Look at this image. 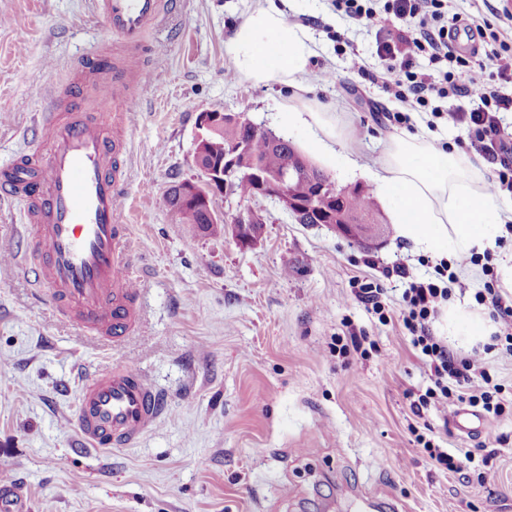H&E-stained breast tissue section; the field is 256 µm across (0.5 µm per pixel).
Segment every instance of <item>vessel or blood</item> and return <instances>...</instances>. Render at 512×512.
I'll return each mask as SVG.
<instances>
[{
	"label": "vessel or blood",
	"instance_id": "obj_1",
	"mask_svg": "<svg viewBox=\"0 0 512 512\" xmlns=\"http://www.w3.org/2000/svg\"><path fill=\"white\" fill-rule=\"evenodd\" d=\"M94 11L123 56L110 73L97 58L80 60L76 75L97 78L92 99L78 83L62 90L67 112L47 128V161L19 157L1 169L0 192L23 200V221L43 260L35 268L58 312L88 336L115 340L140 322L141 280L121 222L129 114L150 76L146 60L152 31L165 27L178 0H93ZM112 116L123 127L113 135ZM167 398L136 368L105 369L77 394L76 427L83 447L129 448L163 418ZM20 489L0 481V512H27Z\"/></svg>",
	"mask_w": 512,
	"mask_h": 512
}]
</instances>
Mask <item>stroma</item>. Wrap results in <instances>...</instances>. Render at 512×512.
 Wrapping results in <instances>:
<instances>
[{"instance_id":"obj_1","label":"stroma","mask_w":512,"mask_h":512,"mask_svg":"<svg viewBox=\"0 0 512 512\" xmlns=\"http://www.w3.org/2000/svg\"><path fill=\"white\" fill-rule=\"evenodd\" d=\"M257 0H182L151 37L153 78L131 115L127 206L144 292L142 323L119 342L85 336L32 275L0 264V479H19L30 512H512V355L487 354L507 409L499 440L443 428L447 408L414 414L428 382L399 316L380 322L353 294L355 279L384 265H417L423 250L396 233L365 247L324 225L299 224L271 200L260 240L206 235L181 223L165 195L192 179L199 115L246 111L283 132L281 104L298 95L234 74L226 43ZM288 16L318 44L304 99L337 112L344 131L326 174L367 186V171L396 138L386 113L401 105L360 81L354 56L375 61L376 34L336 51L342 24L327 0H288ZM117 49L92 0H0V163L45 156L44 121L75 61ZM23 205L0 199V253L28 241ZM378 257L372 267L365 256ZM364 330L377 350L339 353L338 338ZM139 368L168 401L164 419L133 447L83 449L75 427L81 376ZM431 432L460 471L436 464L418 437Z\"/></svg>"}]
</instances>
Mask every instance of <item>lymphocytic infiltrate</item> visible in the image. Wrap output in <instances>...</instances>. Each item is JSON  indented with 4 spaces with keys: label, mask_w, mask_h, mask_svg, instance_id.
<instances>
[{
    "label": "lymphocytic infiltrate",
    "mask_w": 512,
    "mask_h": 512,
    "mask_svg": "<svg viewBox=\"0 0 512 512\" xmlns=\"http://www.w3.org/2000/svg\"><path fill=\"white\" fill-rule=\"evenodd\" d=\"M332 7L345 23L346 32L336 33L337 44H348L350 30H371L382 21L395 19L386 35L377 41L378 66L356 58V74L370 83L381 84L396 100L409 107L431 112L434 117H448L467 126L463 148L472 154L497 162L489 181L492 194H512V146L501 138V115L512 112V94L505 84L512 83V37L502 28V20L512 21V8L502 7L493 17L479 16L473 26L488 49L484 58L455 52L448 42V0H331ZM428 70H421V62ZM469 98V112L442 111L439 102L448 96ZM435 277L415 272L404 261L385 268V277H398L404 284L401 296L402 321L411 342L420 353L430 381L424 394L411 404L421 413L434 404L452 397L469 396L471 404L482 405L486 413L500 417L505 409L495 402L491 391L469 395L477 381H488L483 361L458 358L444 341L434 335L432 323L441 306L452 294L470 291L447 262L435 267Z\"/></svg>",
    "instance_id": "obj_1"
}]
</instances>
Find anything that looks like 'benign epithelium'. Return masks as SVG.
I'll use <instances>...</instances> for the list:
<instances>
[{"mask_svg": "<svg viewBox=\"0 0 512 512\" xmlns=\"http://www.w3.org/2000/svg\"><path fill=\"white\" fill-rule=\"evenodd\" d=\"M226 125L244 126L251 133L272 137V133L257 126L244 118L240 113L203 112L200 114V123L194 152V159L200 178L181 181L175 190L167 193L173 197L174 205L185 202L202 204L207 211V220L211 224H221L225 219L214 208V198L218 194L224 199L236 195V185L242 178L253 180L258 185V195L273 198L279 201L288 211L295 213H313L318 211L317 223L326 224L335 229L346 238L361 237L359 224L345 219L343 213L337 211V206L328 210L323 203L336 200L339 197L338 186L319 177H313L312 168L307 159L300 162L285 163L277 172H266L256 163L248 160L247 143L237 140L224 145V155L219 160L206 158L201 147L208 145L209 138L219 133ZM313 178V195L306 201H297L289 194L290 184L300 176ZM266 217L261 210L246 203L239 206L236 214L231 217L230 226L232 238L241 246L253 245L258 235L246 229L251 224H264Z\"/></svg>", "mask_w": 512, "mask_h": 512, "instance_id": "benign-epithelium-1", "label": "benign epithelium"}]
</instances>
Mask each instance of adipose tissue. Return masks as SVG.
Here are the masks:
<instances>
[{
  "label": "adipose tissue",
  "mask_w": 512,
  "mask_h": 512,
  "mask_svg": "<svg viewBox=\"0 0 512 512\" xmlns=\"http://www.w3.org/2000/svg\"><path fill=\"white\" fill-rule=\"evenodd\" d=\"M226 52L244 80L298 89L316 45L277 6L261 5L234 28ZM279 120L285 127L311 131L306 154L335 164L342 128L329 109L297 98L280 109ZM485 172V165L438 149L427 133L408 134L387 149L380 171L373 174L374 191L400 236L434 254L461 255L494 245L499 227L512 222V206L499 205L487 193Z\"/></svg>",
  "instance_id": "1"
}]
</instances>
